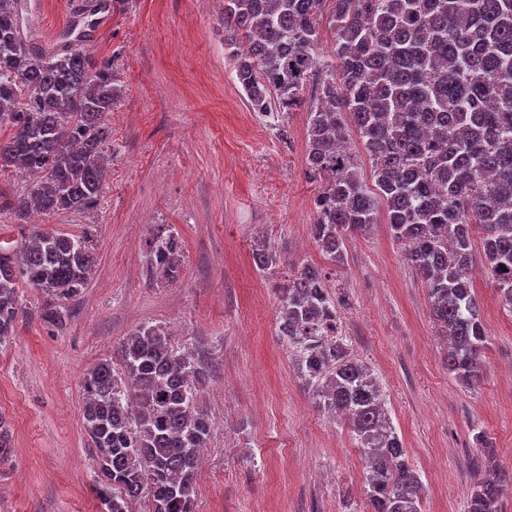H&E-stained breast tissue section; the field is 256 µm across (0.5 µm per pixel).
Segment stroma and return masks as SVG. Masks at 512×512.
<instances>
[{"label": "stroma", "mask_w": 512, "mask_h": 512, "mask_svg": "<svg viewBox=\"0 0 512 512\" xmlns=\"http://www.w3.org/2000/svg\"><path fill=\"white\" fill-rule=\"evenodd\" d=\"M30 2L32 39L68 27L69 0ZM222 8L221 0H130L97 20L83 44L112 60L124 88L108 117L104 197L85 213L35 222L77 235L92 227L97 268L59 333L37 316L41 294L23 288L26 313L0 343V416L12 444L0 465V512H101L83 377L102 360L121 370L122 341L145 323L173 329L177 350L201 346L209 358L200 400L213 431L195 512H368L358 448L315 408L278 340L275 279L251 259L261 235L286 261L314 265L346 291L340 328L382 383L427 487L423 512H464L469 486L486 474L474 429L512 466V313L475 270L489 345L469 390L448 371L426 289L387 224L351 238L345 265L324 259L310 226L326 179L307 169V113L292 112L281 133L252 112L224 55ZM158 224L172 227L185 254L174 284L145 260Z\"/></svg>", "instance_id": "35a3bbf8"}]
</instances>
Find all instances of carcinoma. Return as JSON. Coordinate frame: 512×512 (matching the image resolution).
Wrapping results in <instances>:
<instances>
[{
  "instance_id": "1",
  "label": "carcinoma",
  "mask_w": 512,
  "mask_h": 512,
  "mask_svg": "<svg viewBox=\"0 0 512 512\" xmlns=\"http://www.w3.org/2000/svg\"><path fill=\"white\" fill-rule=\"evenodd\" d=\"M331 3L333 47L321 59L320 19ZM21 0H0V171L32 180L0 220L82 212L103 196L108 118L123 95L112 58L81 47L36 50L20 29ZM224 50L249 108L276 127L305 104L307 168L328 174L314 198L311 237L325 258L344 262L350 238L368 232L384 205L403 259L425 285L430 316L448 339V371L474 386L488 336L473 270H488L512 312V0H224ZM354 129L374 187L355 153ZM481 233V251L474 234ZM91 231L65 235L33 227L24 243L0 248V342L22 312L19 288L42 295L40 320L66 326L68 303L97 266ZM256 268L272 274L281 257L265 239L252 246ZM153 270L179 278L184 254L172 230L149 240ZM277 336L294 356L316 406L345 424L366 462L371 512H422L426 488L409 463L372 367L347 338L324 326L348 296L311 264L275 288ZM123 373L107 360L83 380L82 419L92 442L95 492L105 512H128L142 497L149 512H194L196 472L212 429L199 404L207 369L178 351L171 333L143 324L121 344ZM512 470L489 464L465 512H504Z\"/></svg>"
}]
</instances>
